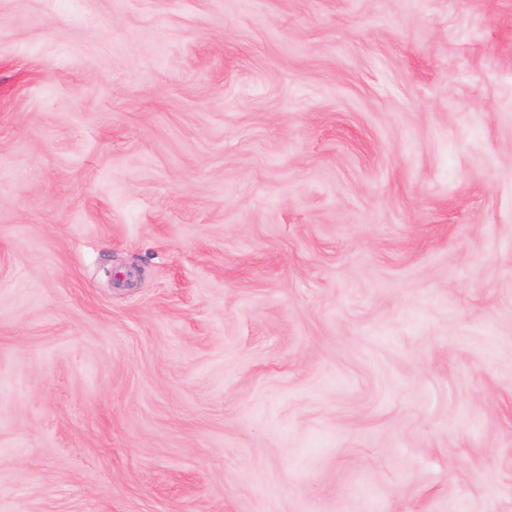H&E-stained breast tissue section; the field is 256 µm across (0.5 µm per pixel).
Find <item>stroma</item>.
I'll list each match as a JSON object with an SVG mask.
<instances>
[{
    "label": "stroma",
    "mask_w": 512,
    "mask_h": 512,
    "mask_svg": "<svg viewBox=\"0 0 512 512\" xmlns=\"http://www.w3.org/2000/svg\"><path fill=\"white\" fill-rule=\"evenodd\" d=\"M0 512H512V0H0Z\"/></svg>",
    "instance_id": "35a3bbf8"
}]
</instances>
